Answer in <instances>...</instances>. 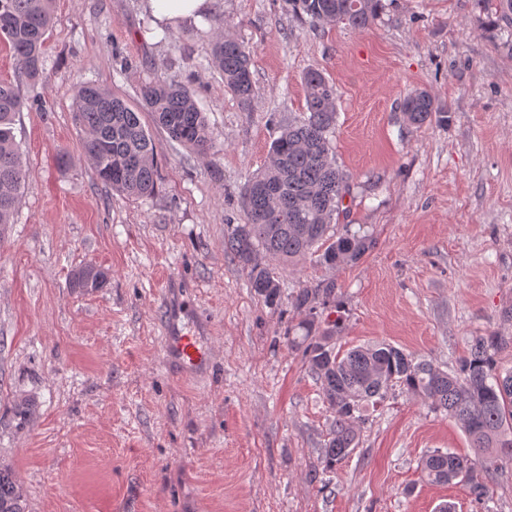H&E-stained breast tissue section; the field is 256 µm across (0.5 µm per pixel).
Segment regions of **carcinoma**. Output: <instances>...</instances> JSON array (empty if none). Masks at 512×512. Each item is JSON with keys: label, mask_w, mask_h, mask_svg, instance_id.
<instances>
[{"label": "carcinoma", "mask_w": 512, "mask_h": 512, "mask_svg": "<svg viewBox=\"0 0 512 512\" xmlns=\"http://www.w3.org/2000/svg\"><path fill=\"white\" fill-rule=\"evenodd\" d=\"M55 0H0V42L11 51L30 94L18 85L0 81V229L13 223L26 179V167L14 134L23 108L46 111L42 84L44 54L54 23ZM297 15L313 27L345 23L365 29L382 8V0H287ZM207 66L217 70L224 89L248 107L254 94L250 52L224 31V18H216L215 36ZM308 115L280 128L271 144L269 162L244 185L241 201L247 222L224 237V250L247 270L250 288L274 303L280 296L275 269L262 259L291 264L308 255L333 266L354 263L370 248L371 235L359 227L343 225V200L350 186L330 146L335 128L336 87L316 68L304 75ZM74 120L83 137L81 148L96 180L128 198L153 194L157 188L158 157L142 112L169 137L204 160L220 154L205 111L186 86L154 74L140 89V108H132L108 88L92 82L74 86ZM408 125L419 127L435 114V98L419 90L403 101ZM108 273L83 268L72 287L100 288ZM336 302V284L301 288L294 299L302 315L298 327L305 334L288 337V345L302 351L309 369L320 382L328 408L334 413L321 464L336 469L358 446L362 412L382 403L394 386L430 403L460 422L471 454L433 450L422 457L423 476L436 484H463L478 504L489 497L483 462L488 458L512 463V367L498 360L507 339L478 336L468 356L455 370H443L416 359L393 345L379 342L336 353L332 336L318 332L317 309ZM0 512H24L17 481L0 469Z\"/></svg>", "instance_id": "obj_1"}]
</instances>
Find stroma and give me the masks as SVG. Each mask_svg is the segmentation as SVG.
Returning <instances> with one entry per match:
<instances>
[{"label": "stroma", "mask_w": 512, "mask_h": 512, "mask_svg": "<svg viewBox=\"0 0 512 512\" xmlns=\"http://www.w3.org/2000/svg\"><path fill=\"white\" fill-rule=\"evenodd\" d=\"M215 13L252 54L249 108L198 67L212 15L163 42L139 0H56L49 109L16 118L28 175L0 234V468L28 512H512L511 465L483 507L463 485L422 478L429 451L470 448L460 423L400 388L324 471L332 414L287 340L293 292L332 282L319 326L337 349L386 342L449 370L473 337L498 335L512 367V38L475 0H382L365 30L313 29L285 0H215ZM310 68L336 87L346 221L372 227L373 245L354 264L280 267L270 306L224 237L246 221L240 191L279 126L303 117ZM156 72L194 90L222 152L203 160L152 128L157 189L128 199L82 155L73 86L135 104ZM419 89L446 120L406 124L402 102ZM88 266L107 282L72 287ZM173 324L200 336L207 374L177 372Z\"/></svg>", "instance_id": "obj_1"}]
</instances>
